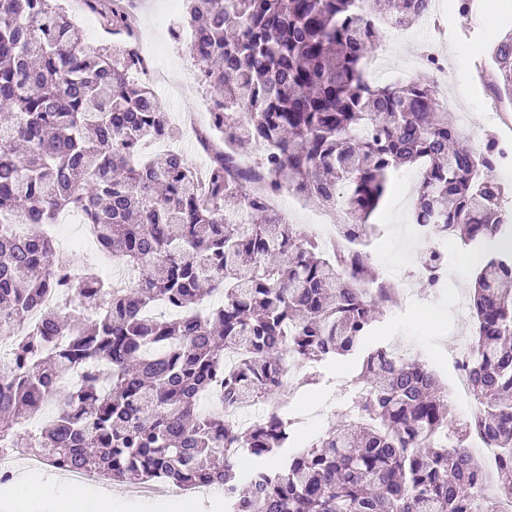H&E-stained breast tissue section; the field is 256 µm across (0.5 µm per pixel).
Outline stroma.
Returning a JSON list of instances; mask_svg holds the SVG:
<instances>
[{
	"mask_svg": "<svg viewBox=\"0 0 512 512\" xmlns=\"http://www.w3.org/2000/svg\"><path fill=\"white\" fill-rule=\"evenodd\" d=\"M484 2L471 0L468 10L463 12L456 0H444L441 16L446 32L441 50L445 73L418 66L416 57L430 38L429 32L418 26H409L402 40L394 39L390 26H382L376 47L388 52L386 83L446 81L448 95L458 111L471 117L475 142L491 137L512 146V99L495 87L491 59L497 42L512 33V8L490 13ZM166 3L167 0H137L132 21L136 35L174 79L173 101L167 107L171 128L168 140L183 144L190 137L187 118L208 102L209 95L191 78L195 65L183 39L173 38L167 27L158 23ZM63 5L77 24L85 46L111 49L115 38L99 15L80 10L76 0H63ZM411 212V204L402 200L401 187H393L371 218L376 234L370 243L377 266H403L411 281V297L403 296L399 281L390 280L392 301L355 352L297 368L300 383L281 407L282 414L293 422L289 451L299 450L341 424V414L355 392L353 380L364 359L394 340H410L411 357L428 364L444 388H451L454 369L448 354L460 338L473 333L472 325L463 323L454 307L469 300L475 253L461 241L449 240L448 271L453 276L452 284L437 290L430 288L419 273L418 259L431 250V243L414 242L407 252L397 243V230L408 224Z\"/></svg>",
	"mask_w": 512,
	"mask_h": 512,
	"instance_id": "obj_1",
	"label": "stroma"
}]
</instances>
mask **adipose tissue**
<instances>
[{
  "label": "adipose tissue",
  "mask_w": 512,
  "mask_h": 512,
  "mask_svg": "<svg viewBox=\"0 0 512 512\" xmlns=\"http://www.w3.org/2000/svg\"><path fill=\"white\" fill-rule=\"evenodd\" d=\"M111 494H89L77 486L42 483L23 497L0 496V512H114Z\"/></svg>",
  "instance_id": "obj_1"
}]
</instances>
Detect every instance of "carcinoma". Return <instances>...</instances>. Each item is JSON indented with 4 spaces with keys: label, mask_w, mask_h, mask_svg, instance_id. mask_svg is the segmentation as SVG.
Wrapping results in <instances>:
<instances>
[{
    "label": "carcinoma",
    "mask_w": 512,
    "mask_h": 512,
    "mask_svg": "<svg viewBox=\"0 0 512 512\" xmlns=\"http://www.w3.org/2000/svg\"><path fill=\"white\" fill-rule=\"evenodd\" d=\"M200 81L219 102L216 133L232 148L260 144L265 192L252 194L225 158L199 178L183 157L145 156L167 114L131 78L133 43L83 47L56 0H0V452L25 448L50 466L126 485L215 486L224 512H478L479 466L463 451L481 429L500 449L496 475L512 491V224L493 172L496 142L463 146L434 87L378 85L366 76L380 0H186ZM114 31L131 29L123 0H84ZM384 18L412 24L427 0H386ZM512 96V35L493 55ZM423 170L421 224L480 254L472 277V423L420 361L380 347L355 379L356 420L271 464L290 438L278 410L282 355L299 364L356 350L392 299L364 249L370 218L404 166ZM294 191L344 214L343 257L294 230L268 198ZM85 215L101 249L138 270L111 287L85 269L69 282L45 228ZM59 291L63 303L40 307ZM164 303L172 314L152 316ZM39 310V324L28 327ZM68 342L56 347L59 332ZM236 352L235 367L224 353ZM221 407L269 403L243 431ZM45 427L14 425L48 404ZM448 430V446L439 436ZM256 459L249 491L235 460Z\"/></svg>",
    "instance_id": "cac0c4a2"
}]
</instances>
